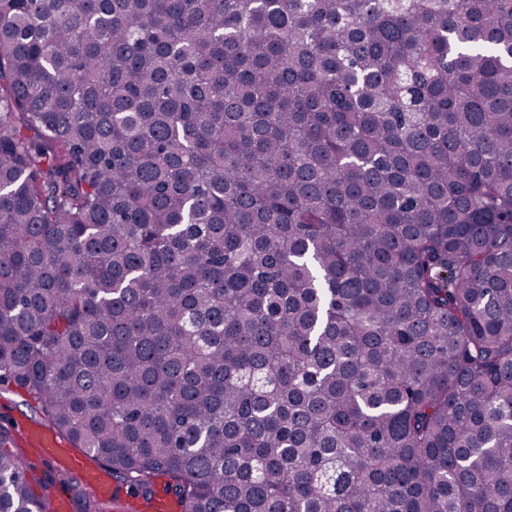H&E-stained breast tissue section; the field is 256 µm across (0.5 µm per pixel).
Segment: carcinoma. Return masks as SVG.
Masks as SVG:
<instances>
[{"mask_svg":"<svg viewBox=\"0 0 512 512\" xmlns=\"http://www.w3.org/2000/svg\"><path fill=\"white\" fill-rule=\"evenodd\" d=\"M0 384L182 512H512V0H0Z\"/></svg>","mask_w":512,"mask_h":512,"instance_id":"cac0c4a2","label":"carcinoma"}]
</instances>
